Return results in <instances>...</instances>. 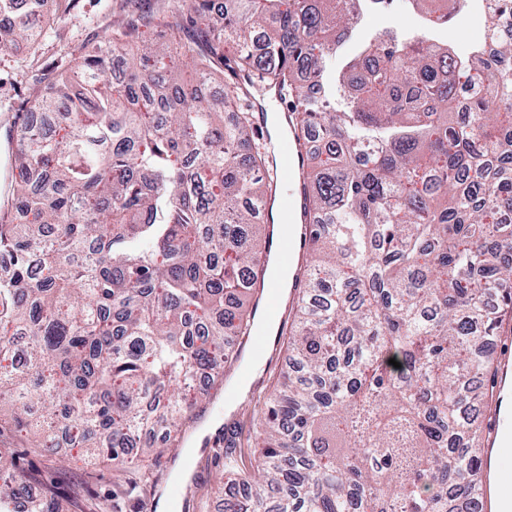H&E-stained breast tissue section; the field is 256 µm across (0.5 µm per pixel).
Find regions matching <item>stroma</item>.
<instances>
[{"mask_svg":"<svg viewBox=\"0 0 512 512\" xmlns=\"http://www.w3.org/2000/svg\"><path fill=\"white\" fill-rule=\"evenodd\" d=\"M158 0H47L41 10L49 21L46 40L37 51L26 46L0 49V120L18 121L29 113L37 93L46 91L68 71L71 55L93 50L112 31L113 23L158 10ZM411 35L420 28L417 13L408 0H394L392 13H371L361 22L363 35L372 36L386 28ZM484 29V13L480 0H469L467 7L455 12L436 41L461 53L480 42ZM287 359L280 343H271L266 356L259 361V371L250 385L249 395H241L237 384L241 362L224 369V376L209 382L203 412L185 435L180 448L171 452L172 459L153 472L151 512H224V471L246 470L253 450L247 438L253 427L250 398L265 395ZM235 419L234 444L225 446L223 427L215 419ZM0 441L10 444L20 464L38 470L42 483L55 486L62 512H78L85 506L95 512H132L125 496L114 495L112 472L103 464L85 466L77 451L68 444L56 450L52 468H45L40 457L27 452L9 433Z\"/></svg>","mask_w":512,"mask_h":512,"instance_id":"1","label":"stroma"}]
</instances>
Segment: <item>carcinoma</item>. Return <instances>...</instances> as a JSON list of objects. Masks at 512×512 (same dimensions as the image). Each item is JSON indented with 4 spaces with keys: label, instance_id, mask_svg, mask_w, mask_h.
I'll use <instances>...</instances> for the list:
<instances>
[{
    "label": "carcinoma",
    "instance_id": "cac0c4a2",
    "mask_svg": "<svg viewBox=\"0 0 512 512\" xmlns=\"http://www.w3.org/2000/svg\"><path fill=\"white\" fill-rule=\"evenodd\" d=\"M378 2L167 0L135 52L114 24L70 58L82 89L32 102L56 127L16 130L12 209L32 220L0 218V431L47 456L64 438L132 492L196 420L192 384L233 361L226 337L257 329L265 145L236 87L182 82L188 64L219 83L228 60L279 89L307 155L324 140L304 172L292 366L255 401L238 477L252 512H481L479 420L512 314V0H489L492 40L462 55L387 31L336 71ZM416 2L448 26V0ZM2 13L13 40L46 37L14 0ZM28 489L0 448V512H60Z\"/></svg>",
    "mask_w": 512,
    "mask_h": 512
}]
</instances>
